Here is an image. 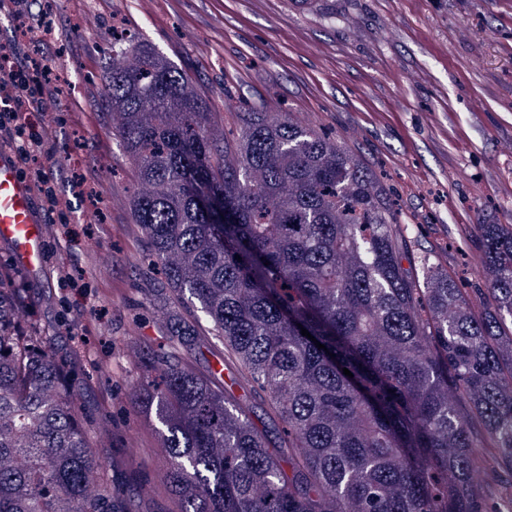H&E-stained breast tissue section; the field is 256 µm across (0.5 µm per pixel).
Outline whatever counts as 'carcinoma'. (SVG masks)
Segmentation results:
<instances>
[{
    "instance_id": "1",
    "label": "carcinoma",
    "mask_w": 512,
    "mask_h": 512,
    "mask_svg": "<svg viewBox=\"0 0 512 512\" xmlns=\"http://www.w3.org/2000/svg\"><path fill=\"white\" fill-rule=\"evenodd\" d=\"M107 94L150 187L131 213L171 327L136 403L161 424L179 512H488L473 473L512 468V224L484 225L496 311L477 316L434 255L414 260L408 229L336 142L248 111L231 144L142 45L112 46ZM19 304L0 273V512H138L86 443L71 353L24 329ZM210 338L226 359L203 373L172 355L201 356ZM260 392L285 436L255 420Z\"/></svg>"
}]
</instances>
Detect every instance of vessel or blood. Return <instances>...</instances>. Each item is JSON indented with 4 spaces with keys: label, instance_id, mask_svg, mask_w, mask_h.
Here are the masks:
<instances>
[{
    "label": "vessel or blood",
    "instance_id": "vessel-or-blood-1",
    "mask_svg": "<svg viewBox=\"0 0 512 512\" xmlns=\"http://www.w3.org/2000/svg\"><path fill=\"white\" fill-rule=\"evenodd\" d=\"M47 227L28 181L15 163L0 153V241L10 245L25 270H39L45 261Z\"/></svg>",
    "mask_w": 512,
    "mask_h": 512
}]
</instances>
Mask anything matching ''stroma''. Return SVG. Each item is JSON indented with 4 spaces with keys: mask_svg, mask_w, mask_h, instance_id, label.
Masks as SVG:
<instances>
[{
    "mask_svg": "<svg viewBox=\"0 0 512 512\" xmlns=\"http://www.w3.org/2000/svg\"><path fill=\"white\" fill-rule=\"evenodd\" d=\"M39 36L54 116L24 122L52 143L45 168L67 208L49 223L36 275L0 243V269L23 293V322L82 336L70 368L107 480L137 488L139 512H178L156 421L133 391L166 333L148 291L164 276L130 201L140 185L115 136L106 72L118 32L201 92L217 133L255 109L330 138L387 194L411 247L433 252L472 310L494 312L481 225L512 224V0H34L0 10V44Z\"/></svg>",
    "mask_w": 512,
    "mask_h": 512,
    "instance_id": "obj_1",
    "label": "stroma"
}]
</instances>
